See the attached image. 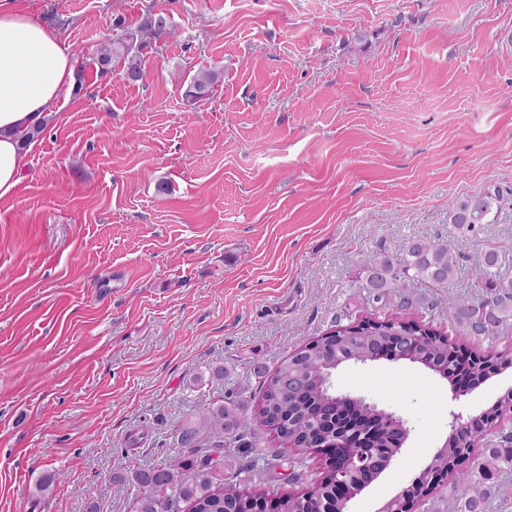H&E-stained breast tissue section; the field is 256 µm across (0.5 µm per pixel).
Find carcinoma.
Segmentation results:
<instances>
[{"mask_svg": "<svg viewBox=\"0 0 512 512\" xmlns=\"http://www.w3.org/2000/svg\"><path fill=\"white\" fill-rule=\"evenodd\" d=\"M144 46L140 28L106 38L99 44L100 63L116 68ZM216 80L213 71L198 74L186 88L185 99L193 102L209 96ZM497 203L498 196L489 192L456 199L450 204V223L462 233H472L479 225L490 223ZM508 268H512V250L490 248L472 262V286L484 292L476 296L461 293L442 301L436 296L457 277V255L440 240L400 242L365 260V300L375 309H390L396 315L423 305L431 311H446L458 335L490 339L512 327V276L506 272ZM374 335L369 343L361 331L339 324L335 333L319 336L315 345L298 348L284 358L273 374H267L262 366L254 367L262 389L256 419L264 427L275 425L276 439L297 446L299 451L336 439L345 443L350 455L366 453L373 442L384 446L389 438L388 415L360 398H336L328 380V371L352 361H373L394 341L391 329L378 328ZM457 348L455 339L439 334L434 339L422 338L417 355L442 364ZM452 368L459 378L484 377L481 358L476 354L455 361ZM290 377L298 381L297 386H288ZM247 408L248 400L240 397L203 408L197 418L211 437L230 440L251 424ZM491 416L512 419V394L495 402ZM467 452L469 448L451 438L448 447L442 449L441 465L455 472L448 484V498L455 512H484L491 497L512 490L509 481L497 480L512 471V444L502 436L486 437L473 462L456 470ZM223 465L222 455L215 459L204 454L194 459L177 454L159 467L119 474L116 480L133 487L136 512H227L242 499L265 495L256 486L214 483L215 471ZM340 478L341 466L330 464L328 475L313 491L282 494L280 512H344V499L336 495V480Z\"/></svg>", "mask_w": 512, "mask_h": 512, "instance_id": "carcinoma-1", "label": "carcinoma"}]
</instances>
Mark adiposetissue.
Here are the masks:
<instances>
[{"mask_svg": "<svg viewBox=\"0 0 512 512\" xmlns=\"http://www.w3.org/2000/svg\"><path fill=\"white\" fill-rule=\"evenodd\" d=\"M74 73L53 29L19 0H0V198L14 194L29 164L22 136L57 107Z\"/></svg>", "mask_w": 512, "mask_h": 512, "instance_id": "1", "label": "adipose tissue"}]
</instances>
